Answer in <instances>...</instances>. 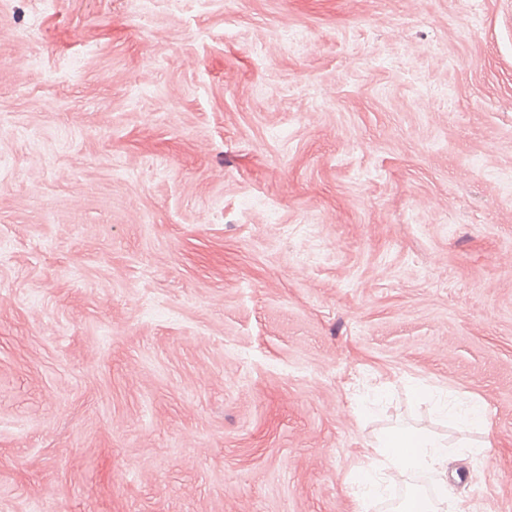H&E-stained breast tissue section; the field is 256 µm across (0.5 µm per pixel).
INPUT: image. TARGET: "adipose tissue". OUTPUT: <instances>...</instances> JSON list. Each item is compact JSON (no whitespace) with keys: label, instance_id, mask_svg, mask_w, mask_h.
<instances>
[{"label":"adipose tissue","instance_id":"adipose-tissue-1","mask_svg":"<svg viewBox=\"0 0 512 512\" xmlns=\"http://www.w3.org/2000/svg\"><path fill=\"white\" fill-rule=\"evenodd\" d=\"M454 450L432 433L416 427H394L371 443L367 466L357 474L350 490L359 512H369L384 492L388 470L435 471L447 464Z\"/></svg>","mask_w":512,"mask_h":512}]
</instances>
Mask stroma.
Returning <instances> with one entry per match:
<instances>
[{
    "instance_id": "1",
    "label": "stroma",
    "mask_w": 512,
    "mask_h": 512,
    "mask_svg": "<svg viewBox=\"0 0 512 512\" xmlns=\"http://www.w3.org/2000/svg\"><path fill=\"white\" fill-rule=\"evenodd\" d=\"M0 157V512H512V0H0ZM441 410L448 422L457 429H482L488 432V420L485 414V404L480 397H474L469 402H463L448 395V402ZM365 469L350 486L358 511L367 512L384 492L386 470L401 473L418 470L437 471L448 457L460 451L432 433L416 427H394L369 444ZM436 506L430 509V512H479V506L463 499H449L448 490L443 483L439 482L435 486Z\"/></svg>"
}]
</instances>
